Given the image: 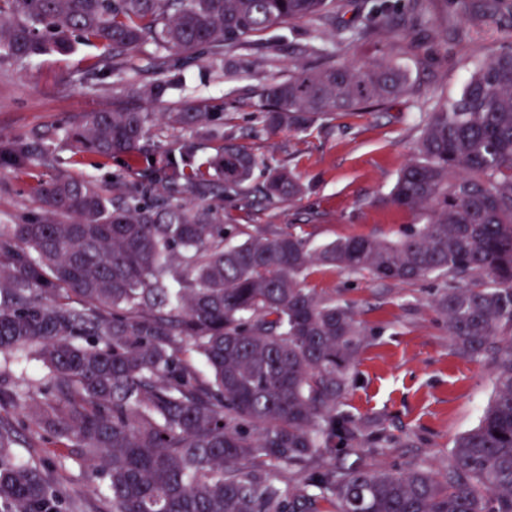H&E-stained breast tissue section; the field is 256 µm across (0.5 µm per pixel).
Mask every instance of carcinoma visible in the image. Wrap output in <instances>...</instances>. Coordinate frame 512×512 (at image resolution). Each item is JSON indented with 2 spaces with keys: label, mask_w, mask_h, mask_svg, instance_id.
I'll return each mask as SVG.
<instances>
[{
  "label": "carcinoma",
  "mask_w": 512,
  "mask_h": 512,
  "mask_svg": "<svg viewBox=\"0 0 512 512\" xmlns=\"http://www.w3.org/2000/svg\"><path fill=\"white\" fill-rule=\"evenodd\" d=\"M427 0L374 10L396 35L425 22ZM471 15L512 24V0H472ZM336 20V0H0V64L66 55L74 39L103 47L91 74L160 52L224 63V50L304 19ZM263 89L270 133L307 132L409 89L383 62L356 67L305 44ZM137 92L162 101L166 57ZM158 116L85 112L61 138L100 167L141 154ZM172 121L190 132L179 158L111 198L91 179L41 186V213L0 224V354L40 361L50 384L0 371V402L29 409L30 445L50 435L80 449L112 512H512V44L479 63L461 92L428 113L415 158L388 202L418 222L395 240L350 235L313 249L299 234L237 229L212 203L237 193L258 161L191 104ZM219 143L195 164L201 141ZM56 161L40 137L0 141V166ZM165 194L152 196L153 186ZM303 186L269 172V199ZM380 280L434 278V299L459 354L491 367L494 390L441 476L424 464L336 466L360 444L341 406L365 327L350 306L308 286L315 267ZM19 432L0 420V512H64L41 463H18ZM291 475L283 483V472Z\"/></svg>",
  "instance_id": "1"
}]
</instances>
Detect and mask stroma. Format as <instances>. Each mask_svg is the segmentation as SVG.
<instances>
[{
    "label": "stroma",
    "instance_id": "1",
    "mask_svg": "<svg viewBox=\"0 0 512 512\" xmlns=\"http://www.w3.org/2000/svg\"><path fill=\"white\" fill-rule=\"evenodd\" d=\"M372 2L351 0L336 25L306 19L274 34H256L250 49L226 52L220 67L176 57L174 85L158 111L166 115L190 102L208 104L223 113L225 133L237 136L262 162L243 192L224 199L227 226L294 231L318 246L354 234L395 239L415 223L413 214L386 198L415 155L423 119L459 92L476 63L512 42V28L473 21L465 0H430L421 30L402 38L385 30L371 39L354 36L351 24L367 15ZM308 43L334 50L341 63L396 65L406 71L411 88L360 117L319 119L305 135L266 133L257 120L262 88L288 75L295 48ZM98 53L78 43L66 56L48 54L0 68V137L55 139L59 157L25 171L0 167V224L38 215L43 183L88 172L82 154L57 138L65 122L84 112L147 109L146 99L119 87L117 77L87 75ZM182 135L164 117L151 126L139 161L112 160L93 173L107 193L121 195L150 171L165 167ZM268 165L293 172L304 193L267 200L262 187ZM308 285L350 302L368 331L343 405L367 442L343 449L337 465L362 460L380 468L424 463L444 469L456 437L477 424L490 401L493 376L489 366L459 355L432 306L436 281L397 283L319 267ZM377 435L384 442L370 449L368 441ZM14 457L41 459L75 512H112L79 449L30 448L21 442Z\"/></svg>",
    "mask_w": 512,
    "mask_h": 512
}]
</instances>
